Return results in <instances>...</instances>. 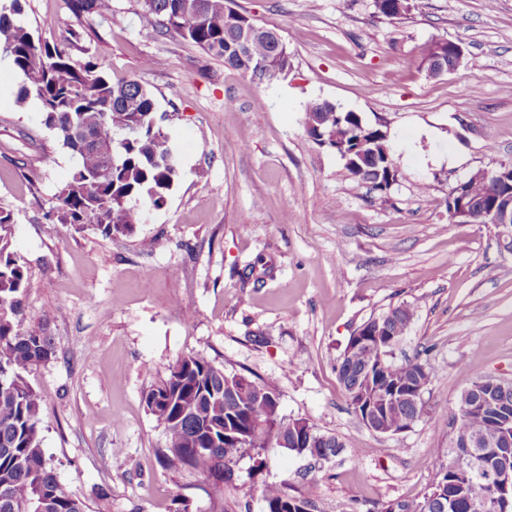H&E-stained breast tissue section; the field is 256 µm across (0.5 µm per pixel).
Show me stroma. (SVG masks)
Masks as SVG:
<instances>
[{
	"label": "stroma",
	"instance_id": "obj_1",
	"mask_svg": "<svg viewBox=\"0 0 512 512\" xmlns=\"http://www.w3.org/2000/svg\"><path fill=\"white\" fill-rule=\"evenodd\" d=\"M420 2L391 20L373 0H235L291 55L288 77L260 85L144 28L138 0H112L115 24L75 16L70 0H25L34 36L151 92L177 161L165 205L135 235L56 223L76 160L37 100L17 104L22 74L0 70V209L29 272L25 316L48 322L56 346L28 380L44 402L46 460L89 512H217L208 480L157 462L165 432L143 400L190 353L274 381L285 420L344 444L319 462L266 449L258 474L241 458L233 482L254 493L236 512H262L266 484L324 512L426 492L449 459L446 420L379 435L337 380L354 330L389 307L419 306L393 359L434 367L437 409L456 410L468 377L512 380V248L499 225L451 221L446 204L457 180L512 164V0ZM433 40L464 47L455 71L428 76ZM312 100L387 125L399 162L388 190L354 181L307 135Z\"/></svg>",
	"mask_w": 512,
	"mask_h": 512
}]
</instances>
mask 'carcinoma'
Listing matches in <instances>:
<instances>
[{
    "instance_id": "cac0c4a2",
    "label": "carcinoma",
    "mask_w": 512,
    "mask_h": 512,
    "mask_svg": "<svg viewBox=\"0 0 512 512\" xmlns=\"http://www.w3.org/2000/svg\"><path fill=\"white\" fill-rule=\"evenodd\" d=\"M23 0H0V53L12 59L24 76L17 99L40 102L44 124L58 143L76 157L77 165L58 192L61 224L92 226L105 237L133 235L143 210L159 208L177 176L167 137L156 119L155 101L137 80L111 82L88 60L74 62L64 42L34 38L23 20ZM138 15L146 28H162L221 60L258 83L288 75L292 63L276 56L274 28L249 40L241 39L240 23L258 27L231 0H139ZM377 13L399 18L398 0H374ZM76 14L112 23V0H72ZM305 128L344 150L360 156L357 181L380 191L397 178V161L382 126L362 122L351 111L328 101L307 105ZM492 181H469L452 186L473 200L487 202ZM14 218L0 210V512H88V506L62 484L45 459L42 448V399L27 375L55 356V343L43 321L25 322L28 269L13 247ZM418 307L402 302L372 317L349 338L338 359V381L355 413H370L384 430L402 431L424 417L449 418L459 436H479L480 453L465 464L469 477L459 476L458 453L442 464L420 497L391 500L376 512H498L493 498L470 508L467 496L487 472L512 467V438L503 435L501 422L512 417V391L499 394L478 408L473 401L488 393L482 380H470L456 411L448 414L422 398L391 403L395 389L414 387L430 392L433 369L418 361L397 364L383 356L371 359L366 351L349 352L356 337L366 336L381 351L400 342L417 315ZM148 411L163 425L166 447L159 461L173 470H192L219 491L232 483L229 474L237 461L249 455L261 469V451L293 441L304 429L291 428L279 413L277 385L260 377L228 372L199 354H189L169 369L166 378L144 393ZM241 431L244 440L224 436L225 428ZM317 444L305 452L311 458L335 457L344 444L335 435L309 426ZM263 512H321L316 503L288 493L281 484L262 490Z\"/></svg>"
}]
</instances>
